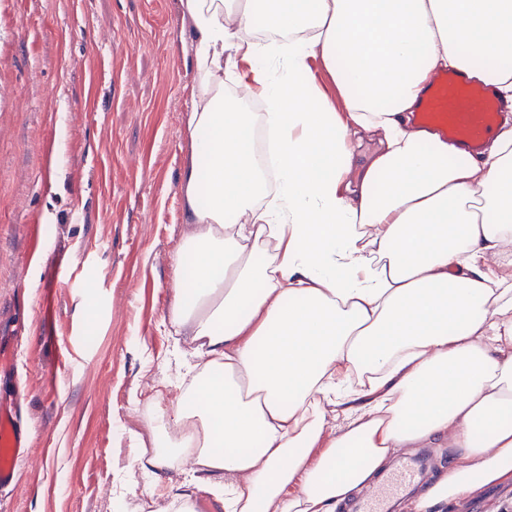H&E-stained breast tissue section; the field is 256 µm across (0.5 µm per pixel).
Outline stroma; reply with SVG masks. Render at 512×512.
Masks as SVG:
<instances>
[{
  "mask_svg": "<svg viewBox=\"0 0 512 512\" xmlns=\"http://www.w3.org/2000/svg\"><path fill=\"white\" fill-rule=\"evenodd\" d=\"M189 28L179 0H0V341L32 425L0 512H136L150 497L129 445L148 409L131 394L165 381L176 403L173 348L190 345L164 323L188 229Z\"/></svg>",
  "mask_w": 512,
  "mask_h": 512,
  "instance_id": "obj_1",
  "label": "stroma"
}]
</instances>
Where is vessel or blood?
<instances>
[{"label":"vessel or blood","mask_w":512,"mask_h":512,"mask_svg":"<svg viewBox=\"0 0 512 512\" xmlns=\"http://www.w3.org/2000/svg\"><path fill=\"white\" fill-rule=\"evenodd\" d=\"M506 104L491 86L476 84L463 73L440 75L424 96L414 120L434 127L462 149L480 150ZM30 454V431L21 389L0 396V489L16 488L19 470ZM419 460L402 459L375 487L355 497L354 512H389L391 503L422 480Z\"/></svg>","instance_id":"vessel-or-blood-1"}]
</instances>
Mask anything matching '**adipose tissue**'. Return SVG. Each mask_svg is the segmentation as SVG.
Here are the masks:
<instances>
[{"instance_id": "1", "label": "adipose tissue", "mask_w": 512, "mask_h": 512, "mask_svg": "<svg viewBox=\"0 0 512 512\" xmlns=\"http://www.w3.org/2000/svg\"><path fill=\"white\" fill-rule=\"evenodd\" d=\"M179 5L191 230L167 320L196 362L176 407L147 397L133 466L223 488L224 512H336L401 450L446 440L447 470L406 512L512 481V274L484 261L512 241V121L468 154L412 120L448 70L512 100V0ZM315 56L340 100L309 79Z\"/></svg>"}]
</instances>
